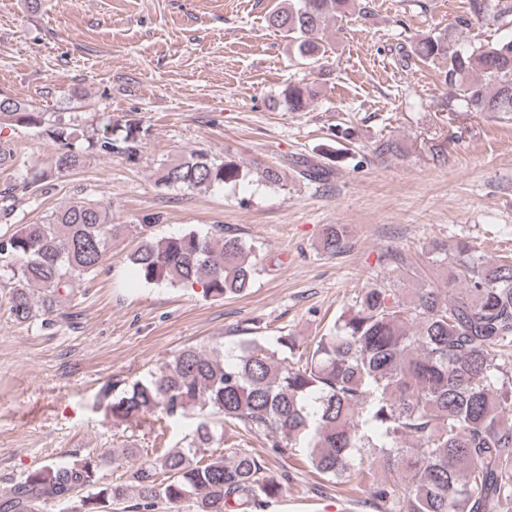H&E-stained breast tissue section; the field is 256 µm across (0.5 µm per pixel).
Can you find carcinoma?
<instances>
[{
	"instance_id": "cac0c4a2",
	"label": "carcinoma",
	"mask_w": 512,
	"mask_h": 512,
	"mask_svg": "<svg viewBox=\"0 0 512 512\" xmlns=\"http://www.w3.org/2000/svg\"><path fill=\"white\" fill-rule=\"evenodd\" d=\"M349 2L280 0L268 22L288 38L298 64L311 67L322 59V27L344 16ZM470 12L504 27L512 0H470ZM412 55L422 63L448 60L446 81L468 111L512 119V32L466 52L455 49L448 32L431 33ZM314 96L293 85L284 101L300 111ZM0 124L39 128L58 146L43 182L78 169L90 149L134 161L143 136L135 118L98 122L87 133L11 97H0ZM293 171L314 182L329 175L304 160L293 161ZM240 176L237 163L201 150L157 168V181L173 189H210ZM130 228L142 240L128 261L147 284L198 285L214 298L252 287L255 249L222 227L161 238L146 234L145 224ZM119 229L105 208L73 201L44 224L0 234L10 315L29 322L39 305L67 300L77 279L104 265ZM319 247L342 252L343 227L326 228ZM389 261L415 283L410 298H399L383 278L361 289L303 349L289 335L243 336L229 350L183 348L142 379L101 388L113 420L208 411L264 436L276 459L301 448L321 478L370 484L384 512H512V256L487 260L457 241L433 244L420 261L400 252ZM221 443L224 452L200 457L201 449ZM125 475L100 483L90 451L29 472L0 499V512H32L48 500L70 503V512H112L131 487L137 512L186 499L194 512H264L284 491L265 459L240 441L226 442L207 420L182 445Z\"/></svg>"
}]
</instances>
